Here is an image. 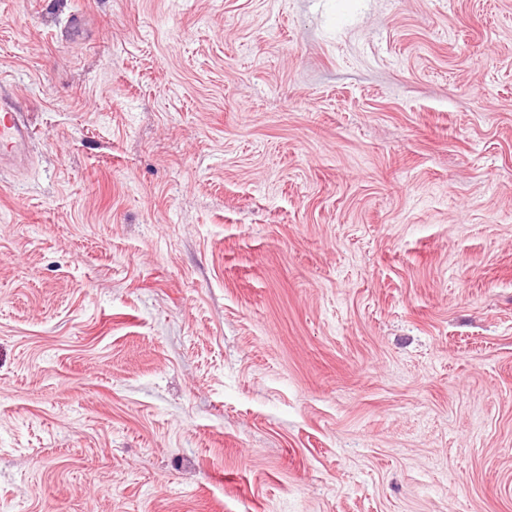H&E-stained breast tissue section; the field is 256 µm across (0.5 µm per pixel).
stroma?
I'll use <instances>...</instances> for the list:
<instances>
[{"instance_id":"1","label":"stroma","mask_w":512,"mask_h":512,"mask_svg":"<svg viewBox=\"0 0 512 512\" xmlns=\"http://www.w3.org/2000/svg\"><path fill=\"white\" fill-rule=\"evenodd\" d=\"M0 91V512H512V0H0ZM35 129L18 101L0 91V172L29 164V147Z\"/></svg>"}]
</instances>
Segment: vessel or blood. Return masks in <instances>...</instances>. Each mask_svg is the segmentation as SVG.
I'll return each mask as SVG.
<instances>
[{
  "label": "vessel or blood",
  "instance_id": "1",
  "mask_svg": "<svg viewBox=\"0 0 512 512\" xmlns=\"http://www.w3.org/2000/svg\"><path fill=\"white\" fill-rule=\"evenodd\" d=\"M34 137L35 130L19 102L0 93V172L28 165Z\"/></svg>",
  "mask_w": 512,
  "mask_h": 512
}]
</instances>
